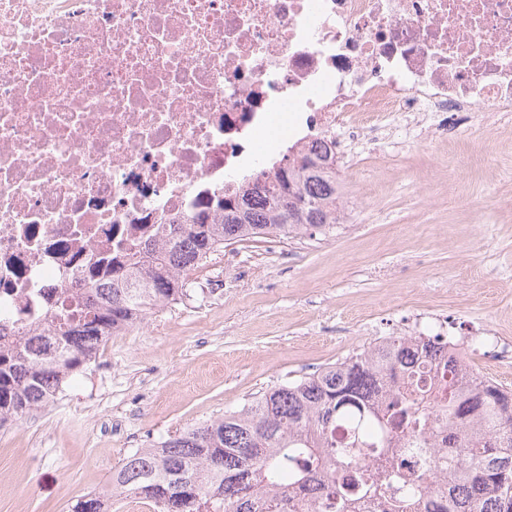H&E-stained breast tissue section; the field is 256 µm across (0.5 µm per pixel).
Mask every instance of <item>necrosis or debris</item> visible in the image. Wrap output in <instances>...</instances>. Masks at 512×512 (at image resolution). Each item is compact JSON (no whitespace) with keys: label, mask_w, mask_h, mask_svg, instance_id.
Listing matches in <instances>:
<instances>
[{"label":"necrosis or debris","mask_w":512,"mask_h":512,"mask_svg":"<svg viewBox=\"0 0 512 512\" xmlns=\"http://www.w3.org/2000/svg\"><path fill=\"white\" fill-rule=\"evenodd\" d=\"M478 112L512 127V0H0V334L236 191L258 135Z\"/></svg>","instance_id":"1"}]
</instances>
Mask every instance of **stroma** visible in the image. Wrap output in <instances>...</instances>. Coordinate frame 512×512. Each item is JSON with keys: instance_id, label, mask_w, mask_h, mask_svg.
<instances>
[{"instance_id": "35a3bbf8", "label": "stroma", "mask_w": 512, "mask_h": 512, "mask_svg": "<svg viewBox=\"0 0 512 512\" xmlns=\"http://www.w3.org/2000/svg\"><path fill=\"white\" fill-rule=\"evenodd\" d=\"M341 174L343 222L320 238L240 242L185 275L187 294L104 342L45 408L0 426V512H69L131 451L390 336L419 315L512 389V134L472 128L388 144Z\"/></svg>"}]
</instances>
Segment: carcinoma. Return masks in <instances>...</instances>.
<instances>
[{
    "label": "carcinoma",
    "instance_id": "obj_1",
    "mask_svg": "<svg viewBox=\"0 0 512 512\" xmlns=\"http://www.w3.org/2000/svg\"><path fill=\"white\" fill-rule=\"evenodd\" d=\"M336 173L291 146L182 224L142 258L112 257L92 286L62 300L46 333L0 347V423L55 398L110 337L184 295L182 278L213 252L336 227ZM304 205L290 216L283 197ZM426 336H394L274 388L241 409L126 456L71 512H109L136 495L156 512H294L308 497L334 512H512V392L474 374ZM348 437L336 440L338 426ZM413 448L421 473L388 448Z\"/></svg>",
    "mask_w": 512,
    "mask_h": 512
}]
</instances>
